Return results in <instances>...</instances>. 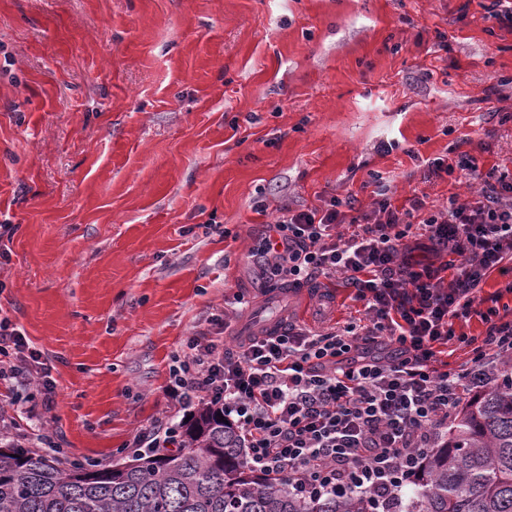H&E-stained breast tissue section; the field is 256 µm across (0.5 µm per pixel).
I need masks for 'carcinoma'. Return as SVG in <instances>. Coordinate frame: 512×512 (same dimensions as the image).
<instances>
[{"label": "carcinoma", "instance_id": "carcinoma-1", "mask_svg": "<svg viewBox=\"0 0 512 512\" xmlns=\"http://www.w3.org/2000/svg\"><path fill=\"white\" fill-rule=\"evenodd\" d=\"M222 413L200 405L181 448L122 471L1 444L0 512H371L362 499L310 500L286 480L259 482ZM412 486L402 512H512L509 362L452 421L444 446L423 454Z\"/></svg>", "mask_w": 512, "mask_h": 512}]
</instances>
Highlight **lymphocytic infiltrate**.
<instances>
[{
	"label": "lymphocytic infiltrate",
	"instance_id": "lymphocytic-infiltrate-1",
	"mask_svg": "<svg viewBox=\"0 0 512 512\" xmlns=\"http://www.w3.org/2000/svg\"><path fill=\"white\" fill-rule=\"evenodd\" d=\"M434 174L479 180L477 198L450 196L427 206L413 197L394 206L383 176L372 180L374 209L356 212L352 197L323 206L280 207L278 242L263 240L265 270L284 285L344 275L364 320L331 330L289 325L283 333L227 345L229 327L212 321L214 339L189 337L175 355L165 393L183 408L223 405L246 460L257 474L287 478L313 498L364 497L386 507L403 497L421 450L437 447L470 395L484 388L495 361L512 358V317L477 304L479 286L512 262V170L480 168L475 157L431 161ZM355 224L350 236L339 225ZM424 227L434 255L458 258L420 264L406 239ZM479 318L484 330L468 336L456 322ZM467 348L469 368L440 369L449 345ZM13 355L36 363L46 392L54 383L24 333L0 320V379L18 373Z\"/></svg>",
	"mask_w": 512,
	"mask_h": 512
}]
</instances>
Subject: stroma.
<instances>
[{
    "label": "stroma",
    "instance_id": "1",
    "mask_svg": "<svg viewBox=\"0 0 512 512\" xmlns=\"http://www.w3.org/2000/svg\"><path fill=\"white\" fill-rule=\"evenodd\" d=\"M491 0H0V318L55 382L0 381L19 434L103 467L182 415L171 358L260 297L278 209L365 184L469 200L428 160L512 168V29ZM448 48L440 50L438 36ZM303 324L356 317L342 277Z\"/></svg>",
    "mask_w": 512,
    "mask_h": 512
}]
</instances>
